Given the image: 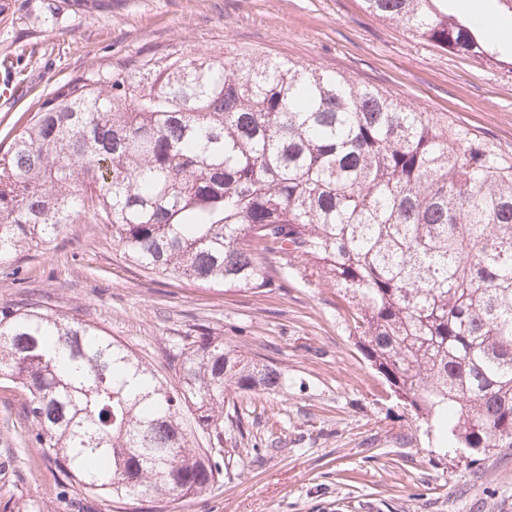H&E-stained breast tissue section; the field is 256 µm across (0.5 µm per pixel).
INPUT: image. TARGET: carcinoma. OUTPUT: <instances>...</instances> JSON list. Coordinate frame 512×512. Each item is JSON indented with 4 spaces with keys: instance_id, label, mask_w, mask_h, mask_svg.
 <instances>
[{
    "instance_id": "obj_1",
    "label": "carcinoma",
    "mask_w": 512,
    "mask_h": 512,
    "mask_svg": "<svg viewBox=\"0 0 512 512\" xmlns=\"http://www.w3.org/2000/svg\"><path fill=\"white\" fill-rule=\"evenodd\" d=\"M441 0L370 13L499 56ZM143 271L239 291L280 255L347 296L372 368L454 448H512V163L469 128L309 65L148 55L56 86L0 155V259L85 218ZM177 386L89 321L0 310V378L46 457L90 494L159 500L219 475L224 391L283 371L203 333Z\"/></svg>"
}]
</instances>
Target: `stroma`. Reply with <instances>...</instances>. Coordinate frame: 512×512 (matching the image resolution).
I'll return each instance as SVG.
<instances>
[{
  "mask_svg": "<svg viewBox=\"0 0 512 512\" xmlns=\"http://www.w3.org/2000/svg\"><path fill=\"white\" fill-rule=\"evenodd\" d=\"M448 11L483 15L512 52V12L499 0H448ZM173 51L344 76L441 113L512 161V72L441 50L361 0H0V142L59 82ZM31 301L96 324L171 383L169 354L206 332L288 384L227 393L219 479L150 503L70 481L32 442L23 392L1 379L0 512H512V448L443 446L362 355L342 293L297 260L258 294L168 281L89 220L0 260V306Z\"/></svg>",
  "mask_w": 512,
  "mask_h": 512,
  "instance_id": "obj_1",
  "label": "stroma"
}]
</instances>
